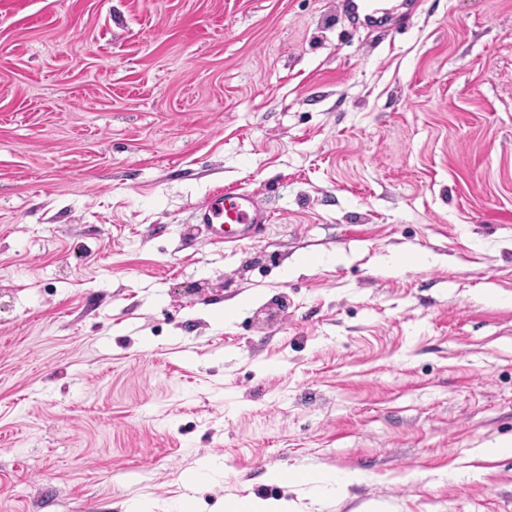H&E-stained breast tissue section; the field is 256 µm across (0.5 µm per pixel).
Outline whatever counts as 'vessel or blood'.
Here are the masks:
<instances>
[{"label": "vessel or blood", "instance_id": "obj_1", "mask_svg": "<svg viewBox=\"0 0 512 512\" xmlns=\"http://www.w3.org/2000/svg\"><path fill=\"white\" fill-rule=\"evenodd\" d=\"M343 8L374 25L393 15L384 0H343ZM268 220L267 210L253 195L233 187L216 190L196 211V222L209 240L226 245L256 239Z\"/></svg>", "mask_w": 512, "mask_h": 512}]
</instances>
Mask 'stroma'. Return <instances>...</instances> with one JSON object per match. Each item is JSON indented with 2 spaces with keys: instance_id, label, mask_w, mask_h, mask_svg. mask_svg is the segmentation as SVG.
<instances>
[{
  "instance_id": "1",
  "label": "stroma",
  "mask_w": 512,
  "mask_h": 512,
  "mask_svg": "<svg viewBox=\"0 0 512 512\" xmlns=\"http://www.w3.org/2000/svg\"><path fill=\"white\" fill-rule=\"evenodd\" d=\"M404 18L0 0V512H512V0ZM268 220L267 210L253 195L233 187L216 190L196 211V224L209 240L224 245L256 239ZM235 508L229 506L225 511L228 512H293L292 505L288 501L281 500H263L251 497L242 502L234 504Z\"/></svg>"
}]
</instances>
